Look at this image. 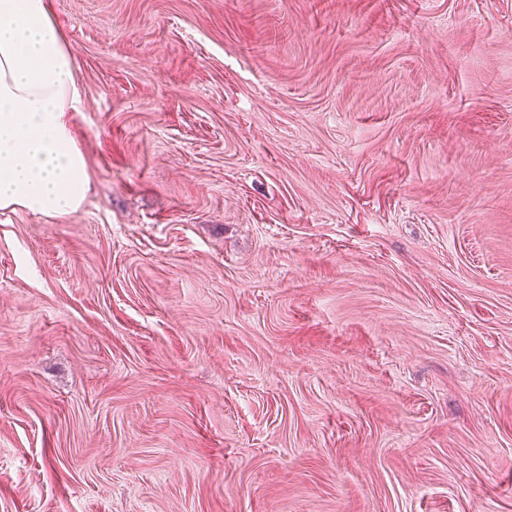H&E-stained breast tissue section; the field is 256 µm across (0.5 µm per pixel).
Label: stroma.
<instances>
[{"instance_id":"35a3bbf8","label":"stroma","mask_w":512,"mask_h":512,"mask_svg":"<svg viewBox=\"0 0 512 512\" xmlns=\"http://www.w3.org/2000/svg\"><path fill=\"white\" fill-rule=\"evenodd\" d=\"M50 3L0 512H512V0Z\"/></svg>"}]
</instances>
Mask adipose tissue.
Returning <instances> with one entry per match:
<instances>
[{"label":"adipose tissue","mask_w":512,"mask_h":512,"mask_svg":"<svg viewBox=\"0 0 512 512\" xmlns=\"http://www.w3.org/2000/svg\"><path fill=\"white\" fill-rule=\"evenodd\" d=\"M81 89L48 0H0V210H78L89 186L68 113Z\"/></svg>","instance_id":"obj_1"}]
</instances>
